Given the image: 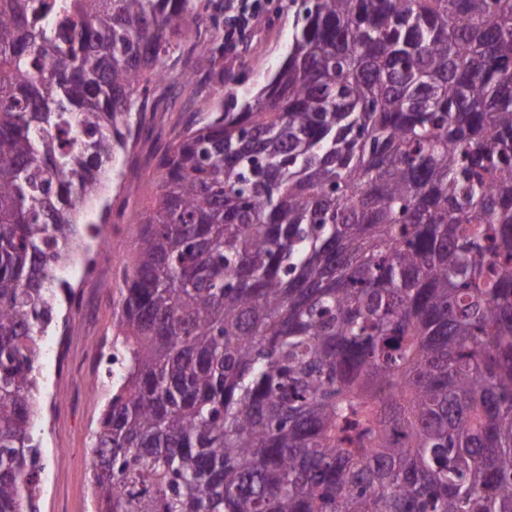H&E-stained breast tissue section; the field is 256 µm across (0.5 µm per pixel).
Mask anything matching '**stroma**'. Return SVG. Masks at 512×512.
Masks as SVG:
<instances>
[{"mask_svg": "<svg viewBox=\"0 0 512 512\" xmlns=\"http://www.w3.org/2000/svg\"><path fill=\"white\" fill-rule=\"evenodd\" d=\"M260 15L245 43L236 54L224 59V82H210L212 61L198 56L193 60L197 73L194 88L182 86L179 74L158 86L154 95L160 99L157 111L141 115L145 130L143 140L134 148L138 157V179L141 188L135 195H128L130 177L122 160L112 165L111 193L102 195L99 207L123 206L126 209H142L151 206L158 190L159 174L155 167L157 157L171 145L185 127L204 120L208 113L224 108V91L233 89L238 99L245 100L267 81L269 75L283 60L288 50L292 32L293 15L288 10V0H259ZM133 240L123 233L113 234L109 252L120 262L105 282H87L90 302L82 311L79 323L88 334L108 336L113 331L112 300L122 283L121 261L132 249ZM75 358L80 363L77 373L61 389L63 397L59 417L49 435L64 442L70 450L69 459L63 463L57 476L52 506L49 512H94V491L88 478L89 446L95 426V417L104 404L103 396L90 392V349L84 342H76Z\"/></svg>", "mask_w": 512, "mask_h": 512, "instance_id": "obj_1", "label": "stroma"}]
</instances>
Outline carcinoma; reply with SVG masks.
Returning <instances> with one entry per match:
<instances>
[{"mask_svg":"<svg viewBox=\"0 0 512 512\" xmlns=\"http://www.w3.org/2000/svg\"><path fill=\"white\" fill-rule=\"evenodd\" d=\"M208 2L0 0V512L74 200L166 68L194 86ZM288 7L135 213L97 512H512V0Z\"/></svg>","mask_w":512,"mask_h":512,"instance_id":"cac0c4a2","label":"carcinoma"}]
</instances>
